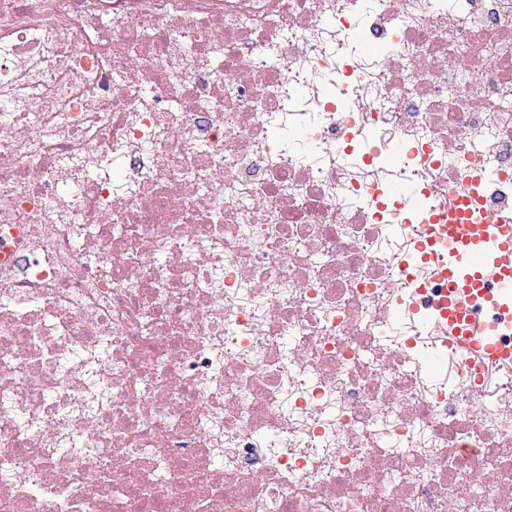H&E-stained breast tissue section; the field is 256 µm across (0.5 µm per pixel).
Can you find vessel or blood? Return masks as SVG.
Masks as SVG:
<instances>
[{
	"label": "vessel or blood",
	"mask_w": 512,
	"mask_h": 512,
	"mask_svg": "<svg viewBox=\"0 0 512 512\" xmlns=\"http://www.w3.org/2000/svg\"><path fill=\"white\" fill-rule=\"evenodd\" d=\"M465 202L449 196L447 208L441 209L437 221L445 242L440 260L449 285L465 292H483L495 285L503 294H512V225L500 214L487 211L481 223L465 220ZM497 329L486 320L474 318L465 332L472 348L482 356H499L501 350L491 338Z\"/></svg>",
	"instance_id": "1"
}]
</instances>
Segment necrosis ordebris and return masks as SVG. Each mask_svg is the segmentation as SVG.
Listing matches in <instances>:
<instances>
[{
    "label": "necrosis or debris",
    "mask_w": 512,
    "mask_h": 512,
    "mask_svg": "<svg viewBox=\"0 0 512 512\" xmlns=\"http://www.w3.org/2000/svg\"><path fill=\"white\" fill-rule=\"evenodd\" d=\"M439 184L512 220V0H0V512H512Z\"/></svg>",
    "instance_id": "necrosis-or-debris-1"
}]
</instances>
